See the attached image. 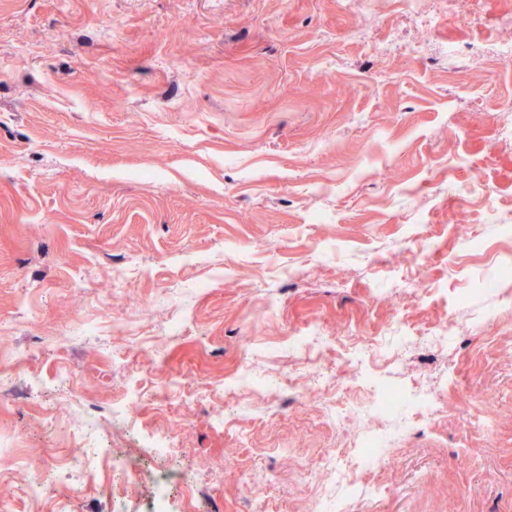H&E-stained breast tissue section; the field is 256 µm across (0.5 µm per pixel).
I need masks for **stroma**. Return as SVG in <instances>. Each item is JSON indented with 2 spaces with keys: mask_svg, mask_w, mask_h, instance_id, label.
Wrapping results in <instances>:
<instances>
[{
  "mask_svg": "<svg viewBox=\"0 0 512 512\" xmlns=\"http://www.w3.org/2000/svg\"><path fill=\"white\" fill-rule=\"evenodd\" d=\"M472 41L512 44V0H0V512L178 508L186 475L189 512H255L249 480L333 512L302 474L349 448L330 404L387 437L353 512H512V61ZM299 334L323 400L288 386ZM344 336L436 417L365 413ZM85 416L100 464L60 472ZM470 403L474 409L478 411V419L484 430L487 439L491 438L494 433V424L492 413L495 408L494 399L484 394H476L471 397Z\"/></svg>",
  "mask_w": 512,
  "mask_h": 512,
  "instance_id": "1",
  "label": "stroma"
}]
</instances>
